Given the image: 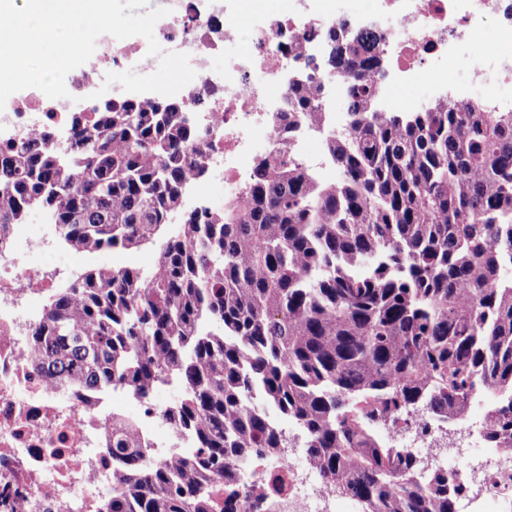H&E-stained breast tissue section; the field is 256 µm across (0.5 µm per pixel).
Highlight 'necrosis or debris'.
I'll list each match as a JSON object with an SVG mask.
<instances>
[{"label": "necrosis or debris", "mask_w": 512, "mask_h": 512, "mask_svg": "<svg viewBox=\"0 0 512 512\" xmlns=\"http://www.w3.org/2000/svg\"><path fill=\"white\" fill-rule=\"evenodd\" d=\"M290 2L287 15H265L244 33L198 11L193 0H175L172 25L155 34L160 45L190 56L196 76L181 97L210 84L217 89L197 117L213 130L207 179L232 193L280 138L290 140L310 168L318 171L328 162L316 148L315 128L292 131L287 122L273 124L272 116L287 111L288 86L302 76L287 50L289 36L299 32V18L314 26L321 18L336 23L349 14L342 7L325 12L323 0ZM371 2L387 60L383 108L394 107L395 90L424 81L433 99L465 101L477 89L492 110L512 112V0ZM486 21L492 26L488 36L482 29ZM218 53L224 69L216 74L210 60ZM137 54L131 45L100 41L96 55L108 61V69L95 65L72 79L68 97L51 99L36 89L14 101L0 112V143L66 131L74 99L98 91L104 71H125ZM52 249L50 237L27 224L10 225L0 236V512H107L116 463L109 446L112 418L131 398L112 388L91 402L76 387H50L31 366V330L44 313L40 299L69 280L79 264L75 255L63 263L43 262L42 254ZM136 424L151 445L148 464L192 456L185 440L165 431L157 406L139 405ZM389 437L394 447L409 449L435 468L467 469L458 512H470L476 503L512 512V456H479L476 438L453 436L427 418L392 430ZM251 474L252 485L262 491L249 493L237 512H335L345 498L309 463L305 449L295 446L280 450L274 461H252Z\"/></svg>", "instance_id": "necrosis-or-debris-1"}]
</instances>
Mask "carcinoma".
Wrapping results in <instances>:
<instances>
[{
  "instance_id": "obj_1",
  "label": "carcinoma",
  "mask_w": 512,
  "mask_h": 512,
  "mask_svg": "<svg viewBox=\"0 0 512 512\" xmlns=\"http://www.w3.org/2000/svg\"><path fill=\"white\" fill-rule=\"evenodd\" d=\"M288 52L310 70L289 85L288 124L318 125L322 79L349 80L343 133L320 146L323 183L278 140L244 201L177 224L188 180L206 172L191 100L118 97L73 118L70 152L45 137L0 146V232L39 208L79 253L151 244L149 270L98 267L57 289L32 331L30 362L51 386L120 387L162 411L189 459L142 466L131 421L112 425L108 512H215L235 453L288 447L269 414L294 422L310 460L361 512H457L456 476L422 470L377 436L411 412L454 423L479 392L483 437L512 455V112L442 101L377 107L381 36L345 22Z\"/></svg>"
}]
</instances>
